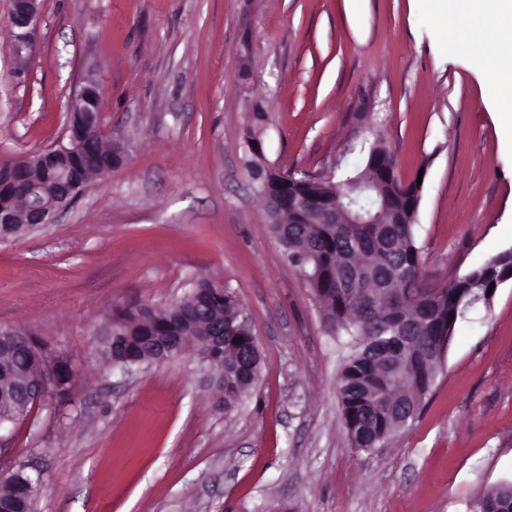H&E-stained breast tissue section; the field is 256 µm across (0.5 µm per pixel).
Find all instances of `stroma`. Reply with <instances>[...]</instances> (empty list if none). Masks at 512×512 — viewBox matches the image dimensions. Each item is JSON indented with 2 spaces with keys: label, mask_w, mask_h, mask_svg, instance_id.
<instances>
[{
  "label": "stroma",
  "mask_w": 512,
  "mask_h": 512,
  "mask_svg": "<svg viewBox=\"0 0 512 512\" xmlns=\"http://www.w3.org/2000/svg\"><path fill=\"white\" fill-rule=\"evenodd\" d=\"M0 0V159L53 144L86 73L122 166L56 223L0 242V326L73 356L69 400L17 422L0 471L44 473L35 512H469L512 484V281L459 319L421 414L384 447L343 426L333 337L287 268L246 167L255 106L271 165L362 169L380 142L426 176L414 237L445 286L512 246V100L427 0H39L31 53ZM251 318L261 364L224 411L191 354L124 374L113 307L170 305L201 278Z\"/></svg>",
  "instance_id": "35a3bbf8"
}]
</instances>
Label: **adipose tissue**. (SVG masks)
Segmentation results:
<instances>
[{
    "instance_id": "ef3b65f1",
    "label": "adipose tissue",
    "mask_w": 512,
    "mask_h": 512,
    "mask_svg": "<svg viewBox=\"0 0 512 512\" xmlns=\"http://www.w3.org/2000/svg\"><path fill=\"white\" fill-rule=\"evenodd\" d=\"M434 14L444 23L463 28H490L512 40V0H431ZM462 53L489 76L486 95L490 99L512 96V64L502 61L493 43L468 38L460 42Z\"/></svg>"
}]
</instances>
